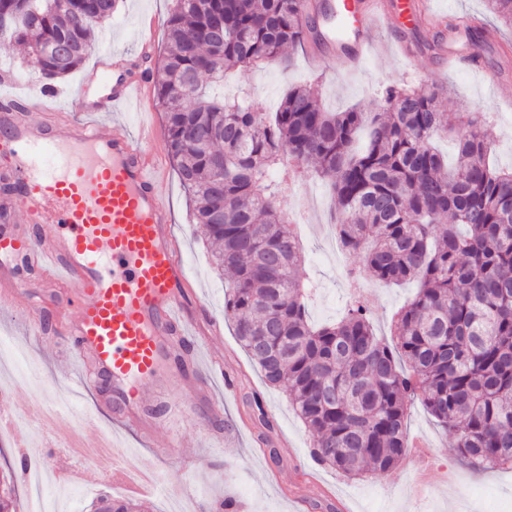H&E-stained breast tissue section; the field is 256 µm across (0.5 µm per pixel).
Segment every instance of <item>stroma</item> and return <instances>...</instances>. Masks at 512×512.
Returning a JSON list of instances; mask_svg holds the SVG:
<instances>
[{
	"label": "stroma",
	"instance_id": "1",
	"mask_svg": "<svg viewBox=\"0 0 512 512\" xmlns=\"http://www.w3.org/2000/svg\"><path fill=\"white\" fill-rule=\"evenodd\" d=\"M430 12L449 19L470 16L477 21L476 35L485 45L481 70L450 66L447 58L425 50V43L436 40L437 31L424 17L411 23L394 24L392 29L378 28L374 43L359 67L343 64L335 56L315 65L305 49H296L291 68L280 67L240 70L228 79L227 93L243 91L260 100L267 111L278 108L289 86L318 81L321 101L327 111L341 112L350 107L374 111L377 98L386 86L415 87L437 84L447 87L443 101L450 112H485V127L494 146L493 160L512 168V101L494 96L492 81L512 82V27L493 14L485 0H425ZM173 0H121L116 15L99 28L96 52L136 53L142 31L152 27L153 56L161 58L167 44L166 20ZM88 57L81 69L62 79L60 88L76 87L95 62ZM150 120L159 132L160 158L166 177L167 202L173 212V231L179 239L188 270L191 291L201 302L196 320L195 339L199 347L197 362L207 365L213 359L224 362L225 371L234 373L233 393H225L222 384H214L216 399L224 411L204 416L192 410L186 394L156 392L145 388L144 399L157 414H170L161 425L153 447H144L131 433H115L117 440L130 448L134 465L150 464L158 468L166 492L148 499L151 512H222L224 500H235L245 512H327L328 507H346L350 512H512V469L475 471L460 459L451 435L447 434L419 400L408 406V439L422 440L428 460L417 466L403 458L386 475L369 474L352 478L319 464L311 455L314 437L294 414L283 389L265 382L258 367L237 341L224 318V281L210 266V253L204 236L194 224L187 195L181 186L175 163L166 146L165 120L159 103L145 102L119 113L124 131L138 135L143 120ZM281 205L301 226L303 262L298 274L312 284L308 311L312 322L338 320L353 297H360L369 308L377 335L390 339L396 313L414 295L415 283L396 286L370 276L351 284L347 261L334 255L320 227L334 221V209L324 181L310 178L288 186ZM60 299L46 304L44 320L48 335L33 340L24 334V326L14 306L0 308V342L22 349L31 363L35 378L79 376L73 358L59 343ZM15 365L0 360V413L21 407L37 414L43 408L44 394L35 386L13 384ZM69 411L54 415L50 432L41 434L36 453L48 469L83 468L86 478L76 486L67 502V512H92L96 500L118 497L122 491L111 476L91 463L79 462L77 451L87 439L76 432L60 442L52 438L53 429L72 427ZM183 444L182 455L166 448L167 437ZM223 480H214L216 472Z\"/></svg>",
	"mask_w": 512,
	"mask_h": 512
}]
</instances>
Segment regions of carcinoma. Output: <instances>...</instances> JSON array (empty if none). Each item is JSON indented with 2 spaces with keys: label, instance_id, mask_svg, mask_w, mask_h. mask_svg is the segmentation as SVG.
Returning <instances> with one entry per match:
<instances>
[{
  "label": "carcinoma",
  "instance_id": "carcinoma-1",
  "mask_svg": "<svg viewBox=\"0 0 512 512\" xmlns=\"http://www.w3.org/2000/svg\"><path fill=\"white\" fill-rule=\"evenodd\" d=\"M487 2L512 27V0ZM86 4L0 0V16L28 17L7 44L28 50L48 88L85 62L94 28L112 17L84 16ZM309 34L298 0H176L167 19L157 95L212 264L230 275L224 318L265 381L285 387L318 463L390 472L408 452L416 397L469 466L512 468V169L489 163L480 114L442 111L438 85H390L374 112H328L315 87L299 85L269 118L244 97L215 94L234 70L277 65ZM59 42L67 56L41 53ZM441 136L455 140L451 167L433 147ZM275 169L327 181L356 272L418 282L396 345L377 337L358 300L336 322L310 323ZM11 483L0 477V512H13ZM97 510L143 505L103 498Z\"/></svg>",
  "mask_w": 512,
  "mask_h": 512
}]
</instances>
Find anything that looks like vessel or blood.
I'll return each mask as SVG.
<instances>
[{"instance_id":"obj_1","label":"vessel or blood","mask_w":512,"mask_h":512,"mask_svg":"<svg viewBox=\"0 0 512 512\" xmlns=\"http://www.w3.org/2000/svg\"><path fill=\"white\" fill-rule=\"evenodd\" d=\"M388 0H326L312 51L361 62L374 25L388 19ZM93 72L106 89L88 106L85 85L69 92L54 120L37 113L48 90L20 97L0 78V209L15 221L0 225V286L28 292L32 282L64 289L76 311L66 323L67 347L85 372L108 377L121 428L152 437L142 413L143 388L165 391L186 380L175 361L188 343L190 296L181 249L169 229L164 177L150 145L107 129L114 112L150 82L124 54H103ZM128 495L154 494V468H134L120 449L108 467Z\"/></svg>"}]
</instances>
